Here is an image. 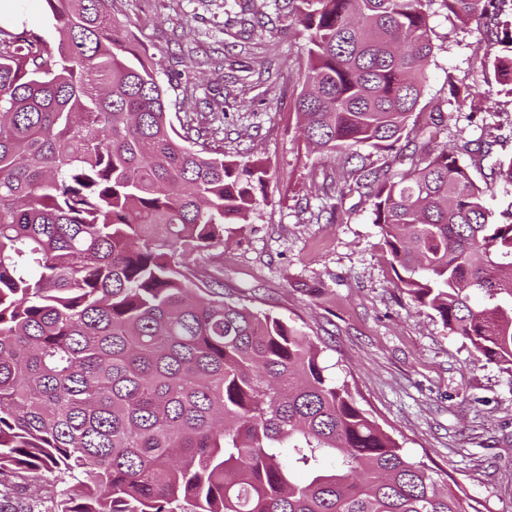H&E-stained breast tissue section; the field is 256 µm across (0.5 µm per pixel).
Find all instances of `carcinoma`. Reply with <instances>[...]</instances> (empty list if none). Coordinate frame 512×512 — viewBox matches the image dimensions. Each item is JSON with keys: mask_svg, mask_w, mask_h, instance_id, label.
<instances>
[{"mask_svg": "<svg viewBox=\"0 0 512 512\" xmlns=\"http://www.w3.org/2000/svg\"><path fill=\"white\" fill-rule=\"evenodd\" d=\"M440 2L490 36L473 120L512 96L506 0H289L311 91L305 141L361 163L395 288L512 374V222L467 155L512 184L480 138L436 144L422 103ZM56 42L0 27V475L49 473L51 512H468L434 471L324 374L298 328L224 298L206 274L266 172L182 132L111 0H45Z\"/></svg>", "mask_w": 512, "mask_h": 512, "instance_id": "carcinoma-1", "label": "carcinoma"}]
</instances>
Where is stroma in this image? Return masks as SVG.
Masks as SVG:
<instances>
[{
	"mask_svg": "<svg viewBox=\"0 0 512 512\" xmlns=\"http://www.w3.org/2000/svg\"><path fill=\"white\" fill-rule=\"evenodd\" d=\"M264 24L240 25L242 7ZM7 26L54 39L45 0H11ZM112 13L154 62L173 123L224 106V155L266 171L246 223L229 224L219 248L224 295L300 328L321 351L326 374L348 384L358 405L424 461L467 503L512 512V374L474 360L431 309L394 286L395 274L368 202L346 197L330 224L326 186L337 161L299 136L294 99L305 39L286 29L281 0H112ZM430 25L436 51L424 99L447 101L451 86L481 80L485 43L441 5ZM481 127L446 114L448 146L506 136L512 154V97L489 101ZM50 474L15 478L10 512H49Z\"/></svg>",
	"mask_w": 512,
	"mask_h": 512,
	"instance_id": "obj_1",
	"label": "stroma"
}]
</instances>
